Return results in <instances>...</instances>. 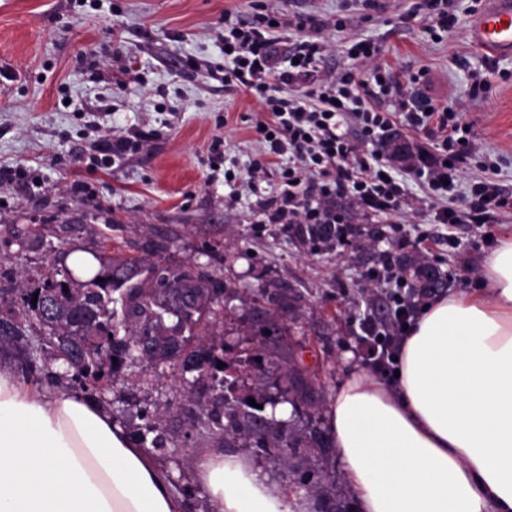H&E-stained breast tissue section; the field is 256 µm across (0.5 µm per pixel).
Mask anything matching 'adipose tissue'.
<instances>
[{
    "instance_id": "ef3b65f1",
    "label": "adipose tissue",
    "mask_w": 512,
    "mask_h": 512,
    "mask_svg": "<svg viewBox=\"0 0 512 512\" xmlns=\"http://www.w3.org/2000/svg\"><path fill=\"white\" fill-rule=\"evenodd\" d=\"M488 286L427 303L400 375L353 374L328 409L356 512H512V236ZM210 512H307L252 461L201 449ZM146 448L96 402L0 371V512H183Z\"/></svg>"
}]
</instances>
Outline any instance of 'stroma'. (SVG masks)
<instances>
[{
	"label": "stroma",
	"mask_w": 512,
	"mask_h": 512,
	"mask_svg": "<svg viewBox=\"0 0 512 512\" xmlns=\"http://www.w3.org/2000/svg\"><path fill=\"white\" fill-rule=\"evenodd\" d=\"M462 9L455 33L433 39L425 24L406 23L411 0H393L389 11L364 19L353 0H318L326 17L346 16L343 32L325 31L333 44L371 37L401 76L425 70L422 91L437 103L466 96L473 72L491 83L485 96L462 113L476 134L478 155L461 164V182L480 175L484 154L496 157L499 184L512 193V56L490 58L467 37L471 20ZM248 17L249 0H0V169L23 166L28 179L0 180V271L15 281L31 278L53 255L29 248L30 233L75 224V247L95 252L103 231L112 251L149 259L147 244L165 240L170 266L205 265L221 280L227 305L221 321L224 360L249 396L256 381L279 401L288 383L279 365L294 353L316 376L324 401H331L351 374L373 367L358 334L363 317H390L385 297L391 284L365 279L386 249L416 256L417 236L433 240L430 262L451 290L478 292L486 286L483 263L505 224H463L458 247H449L447 225L431 213L404 215L407 241L397 242L382 225H364L363 243L313 246L296 225L264 224L262 206L276 179L249 192L245 179L258 146L243 120L256 104L242 92L211 78L208 64L221 61L217 37L225 12ZM98 127H91L89 114ZM155 130L139 151L111 168L88 174L96 136L124 137ZM224 140V156L208 147ZM89 185L74 197L72 181ZM297 289L301 316L280 315L281 335L261 341L259 324L274 310L269 284ZM124 387L96 394L113 419L133 426L143 409L161 412L163 448L158 464L177 485L191 486L186 512H209L208 492L191 475V461L204 448L192 426L198 402L211 382L193 374L157 376L146 363L123 368ZM228 452L249 457L269 482L292 490L293 475L276 449L230 441Z\"/></svg>",
	"instance_id": "obj_1"
}]
</instances>
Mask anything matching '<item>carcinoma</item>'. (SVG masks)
Segmentation results:
<instances>
[{"mask_svg":"<svg viewBox=\"0 0 512 512\" xmlns=\"http://www.w3.org/2000/svg\"><path fill=\"white\" fill-rule=\"evenodd\" d=\"M342 236L330 224H307L300 237L313 244L327 243ZM101 243L93 254L100 269L93 275L68 279L55 266L46 267L29 288L0 287V301L19 295L0 327L9 331L3 345L21 348L22 371L41 382L68 381L65 390L88 391L101 381L117 385L118 373L127 362L143 359L158 374L195 373L212 379V393L199 405L194 428L216 445L242 435L256 448H286V464L304 451L318 449L310 468L295 479L303 495L317 500L315 512L353 506L327 471L335 450L329 447L320 426L319 396L314 379L288 353V421L267 415L265 403L256 391L257 406L234 396L233 380L223 376L218 363L224 361V340L217 327V306L224 289L216 287L212 273L202 266L172 268L157 263L148 269L135 258L107 255ZM403 272H413L415 287L427 290L443 287L438 271L414 257L400 256ZM68 291H63V288ZM38 297H33V294ZM268 300L292 318L300 316V296L291 288L275 287ZM168 320L179 324L188 335L168 336L163 327Z\"/></svg>","mask_w":512,"mask_h":512,"instance_id":"1","label":"carcinoma"}]
</instances>
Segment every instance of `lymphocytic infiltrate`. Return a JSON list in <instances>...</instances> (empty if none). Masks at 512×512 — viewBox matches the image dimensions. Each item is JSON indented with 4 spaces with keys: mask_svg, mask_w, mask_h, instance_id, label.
Returning a JSON list of instances; mask_svg holds the SVG:
<instances>
[{
    "mask_svg": "<svg viewBox=\"0 0 512 512\" xmlns=\"http://www.w3.org/2000/svg\"><path fill=\"white\" fill-rule=\"evenodd\" d=\"M251 9L246 19L225 13L220 42L226 53L214 71L258 105L250 128L264 148L249 163L247 187L258 192L276 177L279 192L266 205L268 221L345 225L358 217L389 225L402 239L406 230L396 215L409 199L411 177L425 188L419 203L434 211L435 223L495 224L501 213L512 212V194L502 190L499 169L488 160L459 197L447 196L460 163L477 150L472 127L458 116L487 91L486 78L474 77L467 99L439 105L420 91L421 73L400 79L372 39L349 41L338 65L330 66L332 46L323 32L344 30V17L307 13L290 25L268 0H252ZM406 17L445 33L460 23L454 0H413ZM350 123L357 138L346 132ZM400 125L423 135L424 144L396 145ZM340 195L348 197L351 212L337 210ZM374 274L394 284L396 312L384 324L363 318L359 339L370 349L371 364L389 371L416 305L400 293L406 282L394 253L382 252Z\"/></svg>",
    "mask_w": 512,
    "mask_h": 512,
    "instance_id": "1",
    "label": "lymphocytic infiltrate"
}]
</instances>
